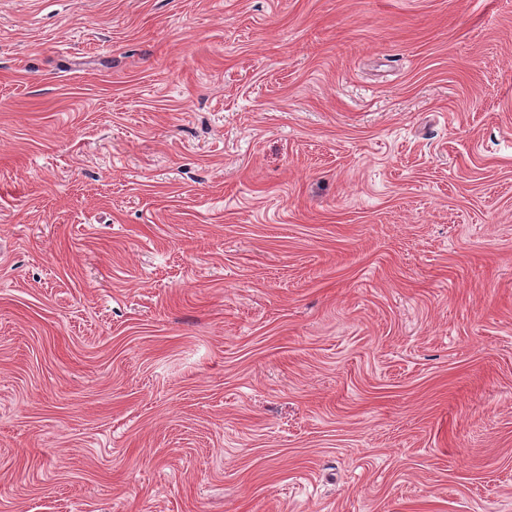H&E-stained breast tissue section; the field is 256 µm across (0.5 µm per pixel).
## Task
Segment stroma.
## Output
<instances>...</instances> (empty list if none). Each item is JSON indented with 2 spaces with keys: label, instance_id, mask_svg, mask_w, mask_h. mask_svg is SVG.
<instances>
[{
  "label": "stroma",
  "instance_id": "obj_1",
  "mask_svg": "<svg viewBox=\"0 0 512 512\" xmlns=\"http://www.w3.org/2000/svg\"><path fill=\"white\" fill-rule=\"evenodd\" d=\"M0 512H512V0H0Z\"/></svg>",
  "mask_w": 512,
  "mask_h": 512
}]
</instances>
